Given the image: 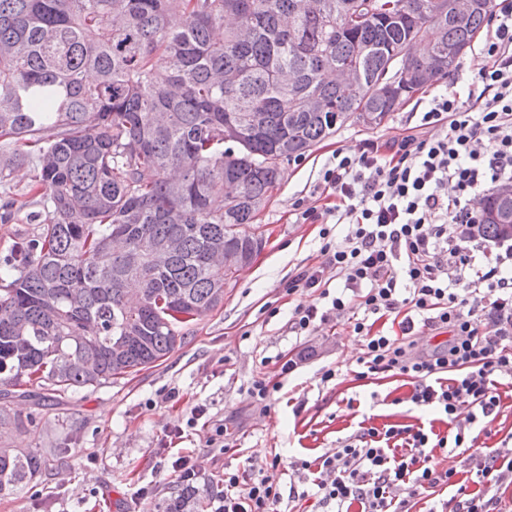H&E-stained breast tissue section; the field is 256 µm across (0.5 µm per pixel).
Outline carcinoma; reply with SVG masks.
<instances>
[{
  "instance_id": "carcinoma-1",
  "label": "carcinoma",
  "mask_w": 512,
  "mask_h": 512,
  "mask_svg": "<svg viewBox=\"0 0 512 512\" xmlns=\"http://www.w3.org/2000/svg\"><path fill=\"white\" fill-rule=\"evenodd\" d=\"M0 0V198L31 170L39 232L0 258V422L13 401L139 371L224 301L257 214L349 121L454 72L494 0ZM181 17L174 28L171 17ZM410 78L384 92L396 69ZM54 130L45 137L44 132ZM479 232L512 199L486 195ZM0 448V493L46 466ZM180 482L167 512H199Z\"/></svg>"
}]
</instances>
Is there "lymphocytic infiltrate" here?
<instances>
[{"instance_id":"lymphocytic-infiltrate-1","label":"lymphocytic infiltrate","mask_w":512,"mask_h":512,"mask_svg":"<svg viewBox=\"0 0 512 512\" xmlns=\"http://www.w3.org/2000/svg\"><path fill=\"white\" fill-rule=\"evenodd\" d=\"M491 25L471 82L434 96L418 128L337 150L316 185L321 206L297 214L320 225L324 243L322 262L288 283V293L316 296L294 306V332L348 326L364 350L358 378L406 377L412 402L455 426L436 437L410 425L363 427L336 453L296 462L336 512H410L412 499L445 485L454 495L429 512H512L500 494L512 484V435L495 448L471 437L497 415L498 379L512 380V243L484 242L477 230L479 200L512 183V0H498ZM329 269L341 282L334 290ZM374 316L397 317L400 335L374 331ZM459 448L470 451L466 484L437 459ZM281 466L276 455L262 477L225 472L217 512H282Z\"/></svg>"}]
</instances>
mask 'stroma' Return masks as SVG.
Returning a JSON list of instances; mask_svg holds the SVG:
<instances>
[{
    "instance_id": "obj_1",
    "label": "stroma",
    "mask_w": 512,
    "mask_h": 512,
    "mask_svg": "<svg viewBox=\"0 0 512 512\" xmlns=\"http://www.w3.org/2000/svg\"><path fill=\"white\" fill-rule=\"evenodd\" d=\"M482 64L478 48H470L456 72L416 92L380 126L346 123L306 156L283 163L281 183L256 219L261 251L225 284L223 303L186 327L182 344L165 358L40 406L15 401L20 427L10 443L42 449L47 468L27 486L0 494V512H165L179 489L171 468L177 453L195 457L203 491L223 484L228 468L261 475L276 454L286 462L334 454L363 425L446 434V417L413 405L402 377L354 378L363 347L345 326L294 335L288 319L300 297L286 288L299 268L322 260L320 227L299 223L296 205L310 199L336 149L354 151L363 140L386 141L417 125L435 94L452 90ZM29 182V166L15 165L10 183L18 198L10 218L0 219V256L38 232L29 220L36 209L26 195ZM284 357L296 360V371L280 378L269 407L254 403L247 395L251 382L276 377ZM328 369L338 378L322 381ZM197 406L205 414L187 427ZM221 424L232 434L233 450L215 438ZM179 425L180 436L174 433ZM144 486L153 489L145 499L137 494Z\"/></svg>"
}]
</instances>
